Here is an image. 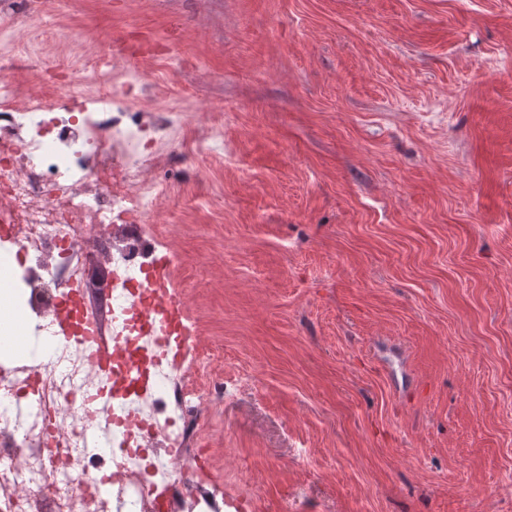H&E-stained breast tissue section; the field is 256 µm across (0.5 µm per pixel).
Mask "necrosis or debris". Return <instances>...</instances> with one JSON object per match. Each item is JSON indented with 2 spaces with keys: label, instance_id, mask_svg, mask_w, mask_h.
I'll return each instance as SVG.
<instances>
[{
  "label": "necrosis or debris",
  "instance_id": "4bbe7bcc",
  "mask_svg": "<svg viewBox=\"0 0 512 512\" xmlns=\"http://www.w3.org/2000/svg\"><path fill=\"white\" fill-rule=\"evenodd\" d=\"M9 48L0 51V512H224V485L205 477L199 446L224 398L212 375L220 355L202 348L193 324L151 320L145 282L153 270L174 277L179 254L155 216L179 170L220 159L224 121L197 138L170 92L143 109L131 93L147 88L139 65L93 49L78 51L68 91L19 96L12 76L26 62L41 70L46 29L39 0H0ZM111 284L89 298L91 263ZM76 343L53 339L56 321ZM136 336L155 360L151 390L113 388L91 356L113 338ZM53 339L51 357L28 347ZM107 428L111 456L90 452V430Z\"/></svg>",
  "mask_w": 512,
  "mask_h": 512
}]
</instances>
